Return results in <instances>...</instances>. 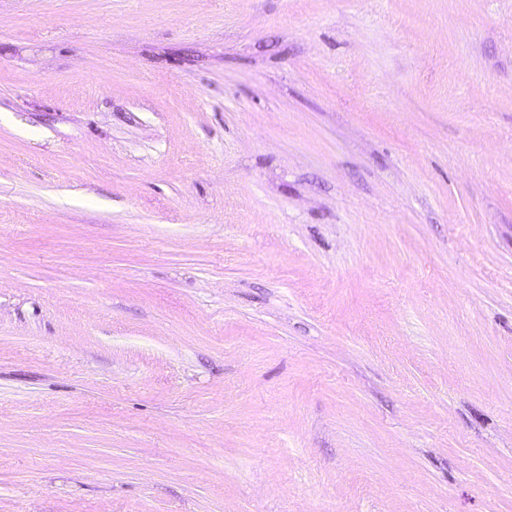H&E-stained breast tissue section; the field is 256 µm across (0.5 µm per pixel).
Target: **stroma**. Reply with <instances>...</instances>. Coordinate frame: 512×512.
I'll use <instances>...</instances> for the list:
<instances>
[{
    "label": "stroma",
    "instance_id": "35a3bbf8",
    "mask_svg": "<svg viewBox=\"0 0 512 512\" xmlns=\"http://www.w3.org/2000/svg\"><path fill=\"white\" fill-rule=\"evenodd\" d=\"M0 512H512V0H0Z\"/></svg>",
    "mask_w": 512,
    "mask_h": 512
}]
</instances>
